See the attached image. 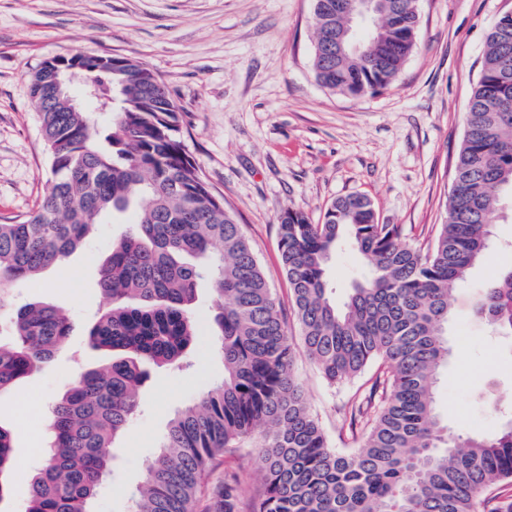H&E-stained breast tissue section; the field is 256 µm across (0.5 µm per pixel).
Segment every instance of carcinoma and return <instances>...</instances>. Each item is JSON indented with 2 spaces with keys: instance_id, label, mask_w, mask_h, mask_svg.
Returning a JSON list of instances; mask_svg holds the SVG:
<instances>
[{
  "instance_id": "cac0c4a2",
  "label": "carcinoma",
  "mask_w": 512,
  "mask_h": 512,
  "mask_svg": "<svg viewBox=\"0 0 512 512\" xmlns=\"http://www.w3.org/2000/svg\"><path fill=\"white\" fill-rule=\"evenodd\" d=\"M338 2L314 0L315 78L344 95L374 94L414 51L416 15L410 0H382L377 26L362 35L336 11ZM343 31L360 51L336 55ZM72 69L84 77L85 104L77 108L55 82ZM30 93L51 187L27 217L0 224V317L11 325L0 336V396L52 362L74 327L60 307L14 305L9 284L70 255L104 213L132 208L135 220L103 262L99 290L112 306L88 331L91 346L111 358L52 406L29 512H94L112 448L139 409V387L153 369L191 366L203 280L216 297L224 378L175 412L133 492L132 512H197L216 457L256 433L265 492L254 512H512V502L485 496L512 484V419L493 435L460 440L440 423L434 398L448 361L443 329L453 292L489 257L500 192L512 191V31L492 26L486 36L433 246L378 223L361 194L332 202L318 224L296 210L280 217V261L300 340L323 377L336 385L373 361L384 367L344 416L350 432L365 428L350 451L332 447L310 413L279 303L241 224L186 154L165 84L133 59L77 52L44 61ZM345 239L367 274L338 309L326 264ZM474 311L512 336V266L483 285ZM12 448L13 434L0 424V503L16 467ZM240 484L238 472L225 474L206 512H239Z\"/></svg>"
}]
</instances>
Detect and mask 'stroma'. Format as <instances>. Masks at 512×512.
Instances as JSON below:
<instances>
[{
  "label": "stroma",
  "mask_w": 512,
  "mask_h": 512,
  "mask_svg": "<svg viewBox=\"0 0 512 512\" xmlns=\"http://www.w3.org/2000/svg\"><path fill=\"white\" fill-rule=\"evenodd\" d=\"M512 0H419L417 45L397 80L377 94L350 97L322 87L310 66L313 0H0V222L26 216L47 194L51 174L29 79L45 60L78 51L131 58L167 86L180 112L178 136L249 238L285 316H292L279 263L278 224L286 210L319 222L336 199L363 194L379 223L402 225L420 244L444 217L465 112L480 77L488 28ZM133 212L104 216L83 245L36 279L14 283L16 304L46 302L76 326L55 360L0 398V424L14 437L11 495L0 512H27L30 481L43 463L52 405L80 373L102 364L86 329L109 302L98 271ZM366 267L349 245L331 257L329 295L343 303ZM476 266L452 299L448 364L435 385L436 411L460 437L497 432L507 421L487 404L512 390V338L492 336L473 314L476 287L492 276ZM194 312L201 343L187 371L151 374L138 414L113 450L94 512H131L130 491L157 451L174 412L220 380L208 282ZM378 365L329 384L304 349L294 373L334 448H353L340 430L344 406L372 383ZM241 467V512L264 491L258 440L216 463Z\"/></svg>",
  "instance_id": "obj_1"
}]
</instances>
